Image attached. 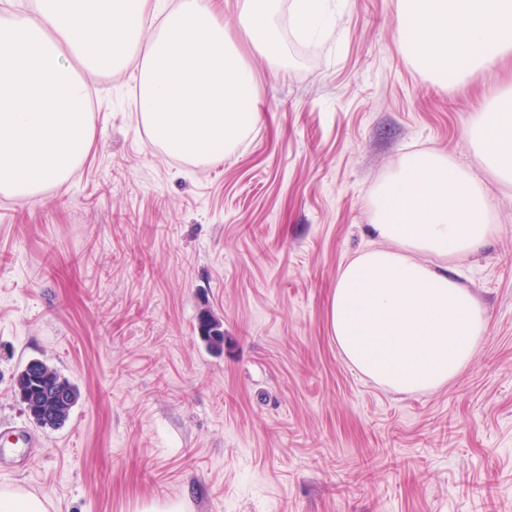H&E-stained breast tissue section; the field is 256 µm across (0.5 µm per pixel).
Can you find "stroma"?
Here are the masks:
<instances>
[{"mask_svg": "<svg viewBox=\"0 0 512 512\" xmlns=\"http://www.w3.org/2000/svg\"><path fill=\"white\" fill-rule=\"evenodd\" d=\"M397 11L348 0L318 37L283 23L275 67L230 25L260 120L215 165L151 142L136 65L89 76L87 161L65 188L0 194L1 486L49 512H512V183L465 136L512 85V56L438 83L398 40ZM422 150L487 192L493 236L451 263L487 324L448 384L399 393L345 362L328 304L374 243V190ZM205 308L223 351L198 335ZM33 359L80 390L61 428L36 426L14 393Z\"/></svg>", "mask_w": 512, "mask_h": 512, "instance_id": "1", "label": "stroma"}]
</instances>
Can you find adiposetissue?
<instances>
[{
  "label": "adipose tissue",
  "instance_id": "ef3b65f1",
  "mask_svg": "<svg viewBox=\"0 0 512 512\" xmlns=\"http://www.w3.org/2000/svg\"><path fill=\"white\" fill-rule=\"evenodd\" d=\"M0 17V193L66 186L93 141L86 76L139 58L141 120L152 142L186 159H223L259 121L253 71L216 0H34ZM283 0H235L255 52L281 61ZM397 34L438 78L462 81L512 54V0H399ZM467 139L512 182V88L479 113ZM381 246L340 271L329 320L343 358L397 391L440 387L471 362L485 313L448 259L493 233L488 196L438 152L400 159L371 198Z\"/></svg>",
  "mask_w": 512,
  "mask_h": 512
}]
</instances>
